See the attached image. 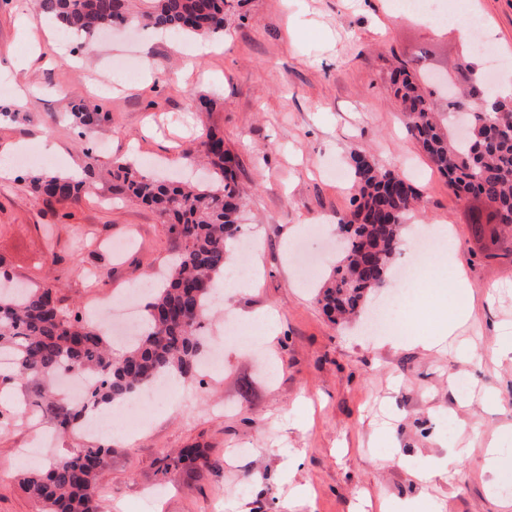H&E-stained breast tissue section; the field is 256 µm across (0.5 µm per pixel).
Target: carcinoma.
Wrapping results in <instances>:
<instances>
[{
	"instance_id": "carcinoma-1",
	"label": "carcinoma",
	"mask_w": 512,
	"mask_h": 512,
	"mask_svg": "<svg viewBox=\"0 0 512 512\" xmlns=\"http://www.w3.org/2000/svg\"><path fill=\"white\" fill-rule=\"evenodd\" d=\"M35 2L40 13L56 20L64 32L86 41L131 25L180 35L222 34L227 5V0H139L144 8L135 12L131 0ZM391 82L410 135L448 178L455 196L491 202L495 223L511 225L512 98L496 96L487 111L469 113L470 135L455 140L442 125L470 105L479 85L448 97L447 111L436 112L409 62L399 63ZM483 95L491 93L485 90ZM199 152L220 176L219 184L192 187L158 180L128 161H113L114 191L155 209L183 244L165 286L146 305L148 327L129 342L122 357L112 355L107 331L64 311L55 289L8 285V272L0 270V355L11 358L7 380L21 390L38 386L33 413L50 415L63 433L80 429L91 407L122 403L169 374L190 378L197 372L205 345L202 320L210 293L224 273L228 245L240 230L243 202L237 163L224 150V138L206 132ZM351 160L356 188L352 210L336 222L344 255L318 294L332 320L357 315L368 294L386 285L418 197L405 175L381 167L365 152ZM31 187L59 200H78L90 191L85 183L63 176H35ZM70 372L89 382L82 402L55 392V381ZM111 454L112 449L102 446L73 448L42 468L21 473L19 488L40 506L39 512H102L99 484ZM172 462L199 472L218 468L200 448H183Z\"/></svg>"
}]
</instances>
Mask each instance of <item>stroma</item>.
I'll return each mask as SVG.
<instances>
[{
    "label": "stroma",
    "mask_w": 512,
    "mask_h": 512,
    "mask_svg": "<svg viewBox=\"0 0 512 512\" xmlns=\"http://www.w3.org/2000/svg\"><path fill=\"white\" fill-rule=\"evenodd\" d=\"M220 53L190 55L189 39L150 29L112 30L90 49L70 53L49 29V17L0 0V153L13 156V176L0 181V269L18 283L58 287L67 312L83 313L109 291L159 276L181 243L158 214L116 196L110 171L127 160L156 177L193 173L183 151L202 133L223 135L238 161L247 197L241 232L258 240L246 264L255 271L231 303L205 319V339L222 348L214 379L178 378L174 403L161 407L135 437L122 427L89 443L112 450L100 488L103 512H387L419 499L417 512H503L479 473L480 454L451 464L419 488L412 475L429 456L461 447L466 436L499 437L512 448V360L492 357L493 326L512 323V228L477 224L483 201L456 198L406 131L389 77L397 60L423 53L430 73L459 79L472 50L446 22L398 12L395 0H229ZM484 39L512 61V0H471ZM154 58L150 78L127 74V52ZM34 88L26 109L13 111L19 85ZM213 100L212 110L192 97ZM84 105L100 119L82 132L71 115ZM366 151L382 167L411 178L422 206L409 236L452 228L456 261L472 286L474 313L455 340L472 351L392 344L364 331V319L336 324L316 293L339 259L327 238L350 210V156ZM77 169L91 173L92 194L56 201L35 193L30 177ZM53 225L68 247L59 264L42 263L43 229ZM302 232H295V225ZM125 243L122 253L111 243ZM399 294L397 321L433 333L444 319L421 285L391 278L382 292ZM273 312L272 341L246 344L224 333V317L242 324ZM465 374L475 398L456 402L450 381ZM0 386V512H38L16 482L19 448L54 425L23 424L15 397ZM465 419L460 431L455 418ZM56 434L41 462L85 443ZM402 448L406 463L390 462ZM202 448L218 472L166 468L165 454ZM300 463L289 467V452ZM309 495L293 501L290 484Z\"/></svg>",
    "instance_id": "35a3bbf8"
}]
</instances>
